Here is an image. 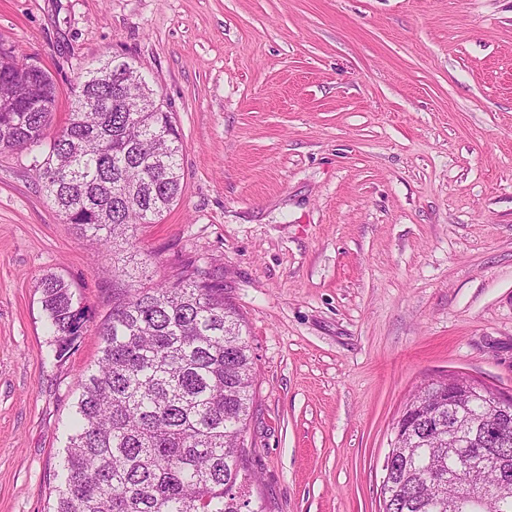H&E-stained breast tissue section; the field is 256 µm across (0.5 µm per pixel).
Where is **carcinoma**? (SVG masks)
Wrapping results in <instances>:
<instances>
[{"mask_svg":"<svg viewBox=\"0 0 512 512\" xmlns=\"http://www.w3.org/2000/svg\"><path fill=\"white\" fill-rule=\"evenodd\" d=\"M86 71L69 118L51 140L40 177L47 197L84 237L112 247V314L100 326L97 363L84 372L60 463L53 512H266L241 492L251 482L245 433L253 406L252 358L224 288L194 265L135 288L124 262L128 232L153 224L183 188L174 113L138 88ZM104 103L95 109L83 98ZM56 85L0 51V149L46 138ZM57 356L81 336L86 310L56 275L37 283ZM405 448L381 487L385 512H448L456 449L432 422L407 424Z\"/></svg>","mask_w":512,"mask_h":512,"instance_id":"obj_1","label":"carcinoma"}]
</instances>
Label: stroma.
Instances as JSON below:
<instances>
[{"instance_id": "obj_1", "label": "stroma", "mask_w": 512, "mask_h": 512, "mask_svg": "<svg viewBox=\"0 0 512 512\" xmlns=\"http://www.w3.org/2000/svg\"><path fill=\"white\" fill-rule=\"evenodd\" d=\"M0 49L81 75L135 60L174 114L183 189L131 251L189 260L243 320L245 439L267 512H379L408 396L459 374L512 394V0H0ZM0 151V512H48L112 252ZM90 312L57 358L36 285Z\"/></svg>"}]
</instances>
